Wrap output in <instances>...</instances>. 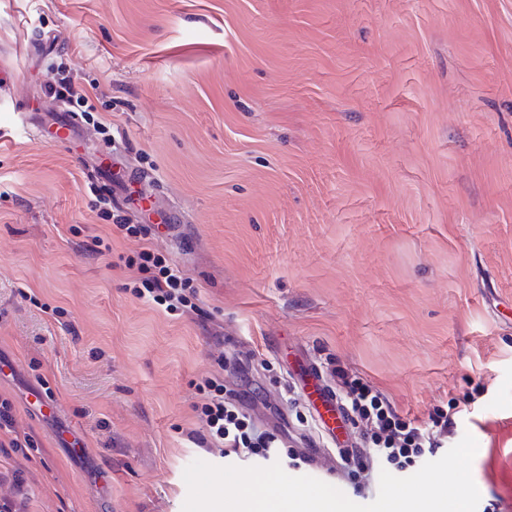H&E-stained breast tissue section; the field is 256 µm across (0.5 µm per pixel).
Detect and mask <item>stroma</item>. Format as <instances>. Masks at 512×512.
Instances as JSON below:
<instances>
[{
	"label": "stroma",
	"instance_id": "35a3bbf8",
	"mask_svg": "<svg viewBox=\"0 0 512 512\" xmlns=\"http://www.w3.org/2000/svg\"><path fill=\"white\" fill-rule=\"evenodd\" d=\"M61 73L67 146L16 116L53 124ZM146 248L192 306L132 293ZM306 362L421 422L485 383L455 435L512 512V0H0V400L30 442L0 496L182 512L193 460L236 462L203 379L317 441ZM48 90L49 94L55 99L67 103L70 106L73 105L74 102L77 103L83 99V90L76 88L73 81L68 77L61 79L55 78L54 81H50Z\"/></svg>",
	"mask_w": 512,
	"mask_h": 512
}]
</instances>
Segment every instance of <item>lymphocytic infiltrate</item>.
<instances>
[{
	"mask_svg": "<svg viewBox=\"0 0 512 512\" xmlns=\"http://www.w3.org/2000/svg\"><path fill=\"white\" fill-rule=\"evenodd\" d=\"M138 259L139 269L151 270L152 275L133 286L134 295L151 296L171 311L187 305L186 284L164 257L145 249ZM331 375L348 419L361 425L363 445L386 468L403 466L412 458L447 447L456 421L485 390L483 383H476L463 400L453 399L447 405L433 407L427 421L418 424L400 416L390 400L360 375L341 367L333 368ZM205 386L209 397L201 405L199 417L225 455L245 461L266 456L270 449L278 447L275 434L260 429L239 403L225 398L223 383L209 378Z\"/></svg>",
	"mask_w": 512,
	"mask_h": 512,
	"instance_id": "1",
	"label": "lymphocytic infiltrate"
}]
</instances>
